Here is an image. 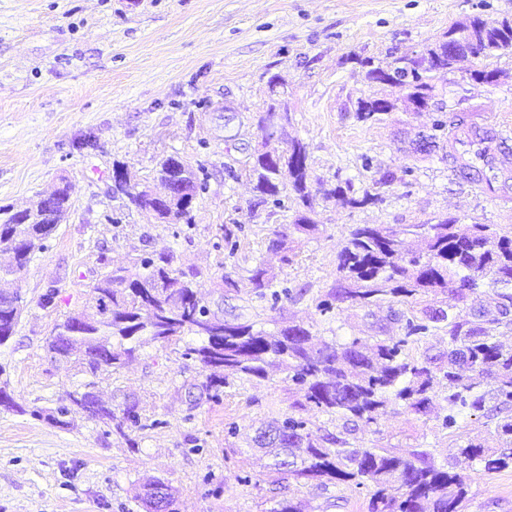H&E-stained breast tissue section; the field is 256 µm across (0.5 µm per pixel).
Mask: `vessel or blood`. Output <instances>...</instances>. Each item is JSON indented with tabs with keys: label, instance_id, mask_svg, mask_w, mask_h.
<instances>
[{
	"label": "vessel or blood",
	"instance_id": "1",
	"mask_svg": "<svg viewBox=\"0 0 512 512\" xmlns=\"http://www.w3.org/2000/svg\"><path fill=\"white\" fill-rule=\"evenodd\" d=\"M449 150L457 160L451 175L492 200L512 201V193L506 188L508 179L512 178V124L488 121L459 124Z\"/></svg>",
	"mask_w": 512,
	"mask_h": 512
}]
</instances>
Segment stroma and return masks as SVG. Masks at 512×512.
Segmentation results:
<instances>
[{
    "label": "stroma",
    "mask_w": 512,
    "mask_h": 512,
    "mask_svg": "<svg viewBox=\"0 0 512 512\" xmlns=\"http://www.w3.org/2000/svg\"><path fill=\"white\" fill-rule=\"evenodd\" d=\"M475 14L511 19L512 0H0V205H25L63 179L72 186L68 214L20 276L23 310L0 346V387L19 406L0 409V512H145L138 492L150 477L172 488L177 512H270L284 498L302 512H369L365 488H322L271 470L252 439L288 417L354 448L428 452L465 477L466 512H512V468L486 474L457 458L467 442L494 444L482 413L449 428L440 408L399 405L349 430L276 369L264 378L225 374L209 396L205 372L186 354L194 336L145 344L122 367L94 374L47 350L55 324L91 305L98 279L160 251L194 273L225 320L271 332L301 324L326 341L396 336L390 311L447 308L443 294L371 309L318 304L337 285V256L355 225L448 217L512 236V203L452 177L443 151L413 148L437 107L451 121L477 111L512 122V50L436 73L431 110L356 118L360 99L392 93L366 79L359 59L418 54ZM477 68L503 76L479 83L470 77ZM275 74L290 122L269 134L258 120ZM291 139L308 148L318 230L277 250L275 235L295 211L258 202L245 169L261 145L282 149ZM169 155L200 167L206 183L187 224L156 223L111 192L114 163L149 184ZM405 167L408 184L381 188L377 204L351 210L324 196L338 185L361 191L378 171ZM261 262L274 274L273 293L249 284ZM85 383L115 414L137 403L139 423L122 437L82 413L63 426L48 421Z\"/></svg>",
    "instance_id": "35a3bbf8"
}]
</instances>
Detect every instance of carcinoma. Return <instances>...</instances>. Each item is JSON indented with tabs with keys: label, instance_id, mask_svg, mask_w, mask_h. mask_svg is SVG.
Wrapping results in <instances>:
<instances>
[{
	"label": "carcinoma",
	"instance_id": "carcinoma-1",
	"mask_svg": "<svg viewBox=\"0 0 512 512\" xmlns=\"http://www.w3.org/2000/svg\"><path fill=\"white\" fill-rule=\"evenodd\" d=\"M464 33L476 43L483 57H490L512 43V20L490 21L480 15L455 24L442 39L427 45L415 57H394L376 65L369 58H356L372 83L390 87L400 84L404 73L413 74L411 88L433 93L431 75L423 67L448 70L458 57L448 53V39ZM409 98L368 97L358 102L356 118L363 123L382 120L408 106ZM454 122L438 115L431 126L432 146L448 143ZM248 177L258 199L265 203L295 195L300 206L291 224L292 232L310 235L318 230L311 218L313 194L307 146L297 139L279 151L257 150L248 162ZM378 186L406 184L411 171L402 175L378 171ZM174 179V191L165 202L152 197L150 188L131 183L124 165L113 166L114 190L125 194L139 210L161 224L188 222L203 184L196 171L178 156H167L156 169V179ZM341 206L359 209L381 201L379 193L366 188L356 196L336 186L328 191ZM71 206V186L65 180L47 194H39L24 209L0 206V246L17 245L11 263L0 267V279L25 270L34 254L45 248ZM337 269L349 282L331 297L348 300L359 308L377 306L391 299L404 300L418 294H448V311L427 308L422 315H398L402 336L372 337L364 343L355 338L347 343H311V332L295 324L276 332L256 329L251 323L228 322L199 300L191 284L176 274L165 253H155L140 261L135 271L117 269L92 287L95 308L68 315L55 328L48 349L59 358L79 354L90 373L102 367L123 366L142 345L170 342L184 335L196 336L200 343L187 348L202 370L207 372L205 389L224 386L222 372L248 378H264L267 368L278 365L291 380L304 387L308 403L319 411L334 414L345 423L373 424L387 409L400 402L418 411H427L430 392L445 383L448 404L444 423L456 424L467 411L486 410L494 403L500 415L496 424L497 446L487 449L469 442L458 447L465 461L494 473L512 467V346L494 339L491 331L512 327V236L500 234L493 224L459 227L457 220L444 218L435 224H382L354 227L338 255ZM252 288L270 287L272 277L264 264L249 277ZM496 296L491 308L481 306L465 313L458 303L481 286ZM22 298L15 291L0 297V345L14 334L21 315ZM448 326V359L461 371L443 370L432 359H415L404 353L412 337L426 335L433 324ZM91 399L95 409L89 418L116 421L115 432L126 436L124 423L138 421L137 406L123 410L118 421L112 408L90 390L75 389L70 403L83 408ZM254 442L274 459V468L298 478L319 481V485L354 484L371 488L370 512H463L468 491L464 478L438 465L421 451L409 457L395 456L379 448H349L347 440L333 438V448L293 417L274 422L261 430Z\"/></svg>",
	"mask_w": 512,
	"mask_h": 512
}]
</instances>
